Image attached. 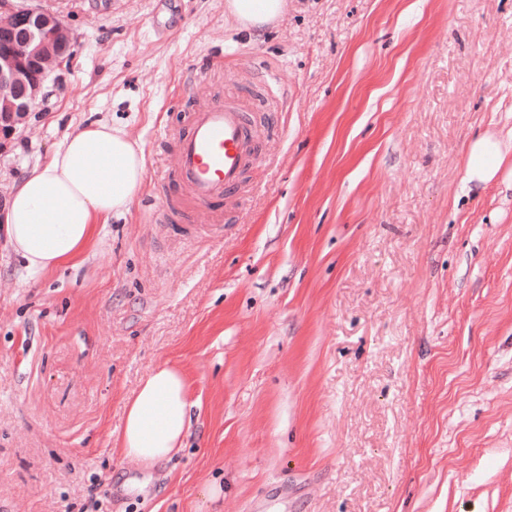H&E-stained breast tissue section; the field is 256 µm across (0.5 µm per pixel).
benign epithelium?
I'll list each match as a JSON object with an SVG mask.
<instances>
[{
  "mask_svg": "<svg viewBox=\"0 0 512 512\" xmlns=\"http://www.w3.org/2000/svg\"><path fill=\"white\" fill-rule=\"evenodd\" d=\"M73 55L71 29L60 13L15 10L0 0V150L48 96V77Z\"/></svg>",
  "mask_w": 512,
  "mask_h": 512,
  "instance_id": "obj_1",
  "label": "benign epithelium"
}]
</instances>
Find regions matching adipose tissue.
Returning <instances> with one entry per match:
<instances>
[{"label": "adipose tissue", "mask_w": 512, "mask_h": 512, "mask_svg": "<svg viewBox=\"0 0 512 512\" xmlns=\"http://www.w3.org/2000/svg\"><path fill=\"white\" fill-rule=\"evenodd\" d=\"M287 7V0H224L226 16L251 35L275 25ZM144 176V151L124 127L99 120L66 132L8 201V242L26 273L39 277L78 259L99 221L128 212ZM189 408L183 373L167 364L155 368L126 404L124 458L150 466L178 451Z\"/></svg>", "instance_id": "obj_1"}]
</instances>
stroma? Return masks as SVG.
Returning a JSON list of instances; mask_svg holds the SVG:
<instances>
[{"label":"stroma","mask_w":512,"mask_h":512,"mask_svg":"<svg viewBox=\"0 0 512 512\" xmlns=\"http://www.w3.org/2000/svg\"><path fill=\"white\" fill-rule=\"evenodd\" d=\"M15 2L75 54L0 189L93 120L146 173L79 266L30 278L0 233V512H512V0H288L258 38L224 0ZM218 47L213 94L279 100L267 157L235 212L163 224L168 105ZM164 364L190 428L144 470L119 436ZM487 144L488 140L482 139L476 141L471 147L470 180H477L480 183L487 182L494 177L500 167L502 160L499 153L490 156Z\"/></svg>","instance_id":"stroma-1"}]
</instances>
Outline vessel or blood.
<instances>
[{
	"mask_svg": "<svg viewBox=\"0 0 512 512\" xmlns=\"http://www.w3.org/2000/svg\"><path fill=\"white\" fill-rule=\"evenodd\" d=\"M223 64V54H209L205 63L190 67L183 81L182 91L194 104L175 137L176 170L194 210L233 204L248 166L263 153L262 132L249 118L255 107L251 94L225 102L211 95L208 75Z\"/></svg>",
	"mask_w": 512,
	"mask_h": 512,
	"instance_id": "b4317fda",
	"label": "vessel or blood"
}]
</instances>
